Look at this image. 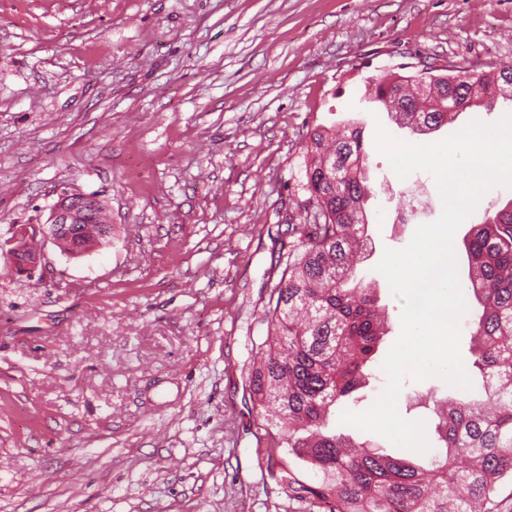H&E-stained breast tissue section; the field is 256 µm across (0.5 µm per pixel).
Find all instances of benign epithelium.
<instances>
[{"label": "benign epithelium", "instance_id": "obj_1", "mask_svg": "<svg viewBox=\"0 0 512 512\" xmlns=\"http://www.w3.org/2000/svg\"><path fill=\"white\" fill-rule=\"evenodd\" d=\"M421 72L430 75L425 92L435 93L437 88L445 83L457 85L454 98L451 99L453 107L463 109L469 106L477 96V86L468 78L456 73L453 63H440L436 66L418 63ZM104 209L103 201L96 195L91 194H64L50 208L47 222L33 226L22 225L15 228L13 235L6 241L5 254L11 257L13 262L23 267V270L34 272L42 265V258L36 256L29 261L21 262L17 259L21 253L26 251L27 240L37 234L51 240L64 253L71 257H79L83 252L70 251L66 242L76 231V225L91 223L94 213Z\"/></svg>", "mask_w": 512, "mask_h": 512}]
</instances>
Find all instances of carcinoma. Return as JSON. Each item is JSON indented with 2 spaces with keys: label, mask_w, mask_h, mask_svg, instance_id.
Returning a JSON list of instances; mask_svg holds the SVG:
<instances>
[{
  "label": "carcinoma",
  "mask_w": 512,
  "mask_h": 512,
  "mask_svg": "<svg viewBox=\"0 0 512 512\" xmlns=\"http://www.w3.org/2000/svg\"><path fill=\"white\" fill-rule=\"evenodd\" d=\"M469 68L485 100L512 81L502 68ZM423 75H384L370 83L379 102L423 134L451 122L454 112H429ZM307 203L313 220L288 216L285 268L270 294L266 337L254 345L247 381L257 429L273 447L271 475L291 498L330 512H502L499 489L512 479V200L485 212L463 244L468 259L464 288L478 306L472 321L473 366L485 398L452 396L436 402L437 440L445 452L426 463L381 452L336 433V406L369 385V368L388 329L372 284L357 283V263L371 238L365 202L371 190L364 165L369 145L354 123L336 134L317 125L307 132ZM105 226L103 217L68 242L80 250ZM311 470L304 480L288 465Z\"/></svg>",
  "instance_id": "carcinoma-1"
}]
</instances>
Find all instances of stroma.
<instances>
[{"mask_svg": "<svg viewBox=\"0 0 512 512\" xmlns=\"http://www.w3.org/2000/svg\"><path fill=\"white\" fill-rule=\"evenodd\" d=\"M439 56L512 63V0H0V238L94 193L112 240L81 257L37 241L44 273L0 255V512H292L268 473L245 371L301 211L309 128L358 122L376 269L442 200L399 179L378 129L436 143L500 100L415 134L366 111L368 79ZM423 195L407 224L399 203ZM441 379L398 411L434 427Z\"/></svg>", "mask_w": 512, "mask_h": 512, "instance_id": "35a3bbf8", "label": "stroma"}]
</instances>
